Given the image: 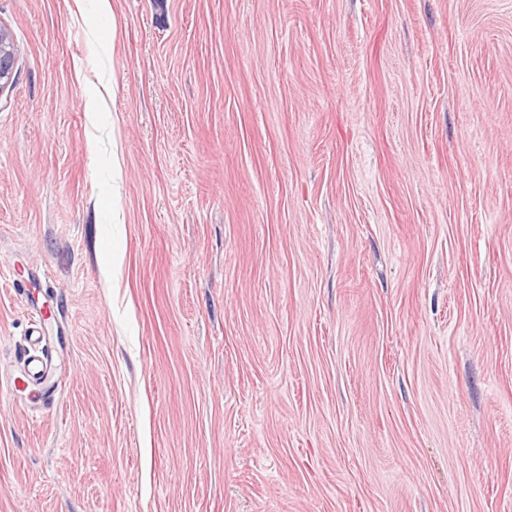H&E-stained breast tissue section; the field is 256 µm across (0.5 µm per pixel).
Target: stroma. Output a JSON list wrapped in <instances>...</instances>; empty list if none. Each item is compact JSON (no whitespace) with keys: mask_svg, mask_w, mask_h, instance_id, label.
Here are the masks:
<instances>
[{"mask_svg":"<svg viewBox=\"0 0 512 512\" xmlns=\"http://www.w3.org/2000/svg\"><path fill=\"white\" fill-rule=\"evenodd\" d=\"M0 23V512H512V0ZM17 60V46L11 30L0 24V90L13 75ZM42 355L30 354L28 349V356L23 360V363L18 367L17 375H13L11 378L12 384L16 387L18 384H22L25 389L29 386H38L39 380L42 378L44 371L45 353L42 351ZM36 382V384H34Z\"/></svg>","mask_w":512,"mask_h":512,"instance_id":"stroma-1","label":"stroma"}]
</instances>
